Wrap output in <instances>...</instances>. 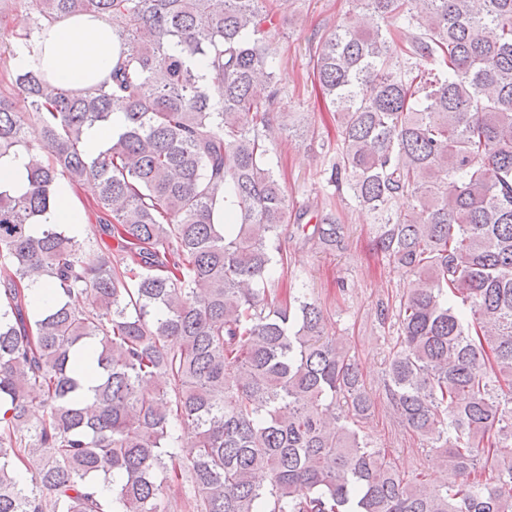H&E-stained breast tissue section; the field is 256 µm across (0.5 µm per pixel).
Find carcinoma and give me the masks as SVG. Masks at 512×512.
Listing matches in <instances>:
<instances>
[{"mask_svg":"<svg viewBox=\"0 0 512 512\" xmlns=\"http://www.w3.org/2000/svg\"><path fill=\"white\" fill-rule=\"evenodd\" d=\"M354 2L362 26L313 48L339 129L321 176L375 214L406 281L379 305L383 390L446 479L375 446L355 359L317 300L277 288L286 238L335 252L345 233L281 184L300 128L266 0H32L0 61L82 14L118 59L84 91L3 73L28 111L0 94V157L26 152L30 189L0 191V512H512V0ZM62 182L94 188L84 238L42 223Z\"/></svg>","mask_w":512,"mask_h":512,"instance_id":"obj_1","label":"carcinoma"}]
</instances>
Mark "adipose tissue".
<instances>
[{"instance_id":"ef3b65f1","label":"adipose tissue","mask_w":512,"mask_h":512,"mask_svg":"<svg viewBox=\"0 0 512 512\" xmlns=\"http://www.w3.org/2000/svg\"><path fill=\"white\" fill-rule=\"evenodd\" d=\"M116 60L110 27L79 15L54 23L34 47L16 45L10 66L42 72L53 85L77 91L108 80Z\"/></svg>"}]
</instances>
